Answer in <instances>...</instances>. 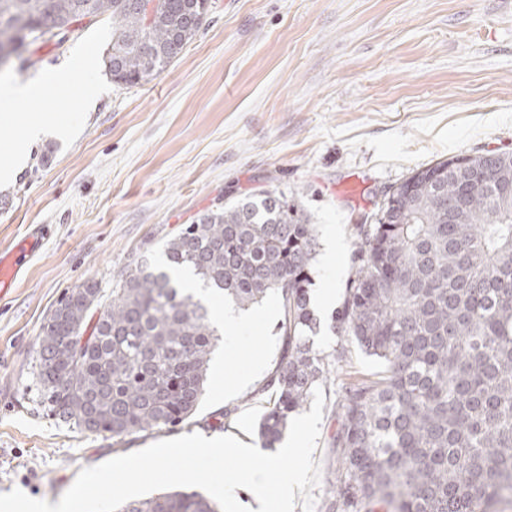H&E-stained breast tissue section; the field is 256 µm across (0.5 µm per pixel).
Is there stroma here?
I'll return each mask as SVG.
<instances>
[{
	"label": "stroma",
	"mask_w": 512,
	"mask_h": 512,
	"mask_svg": "<svg viewBox=\"0 0 512 512\" xmlns=\"http://www.w3.org/2000/svg\"><path fill=\"white\" fill-rule=\"evenodd\" d=\"M111 33V20H100L5 69L25 81L79 64L94 96L83 101L75 85L17 104V116L49 132L24 162L0 149V168L13 172L0 183V251L30 225L51 227L0 298V501L117 512L177 484L234 512L217 482L224 463L167 442L227 434L256 442L267 381L228 395L221 372L247 357L274 372L283 343L277 297L265 300L271 317L239 351L215 352L188 420L118 444L41 406L32 367L44 323L68 289L88 280L109 287L143 258L160 263L163 244L198 214L262 188L295 198L318 231L335 226L344 250L335 270L316 263L313 279L345 288L356 270L355 227L374 223L392 187L440 159L512 152V0H211L196 38L157 78L134 86L106 72ZM313 342L328 355L346 348L336 377L382 369L328 325ZM338 401L337 385L317 388L300 414L310 423L305 448L264 451L280 467L304 469L295 512H326ZM119 461L138 462L141 479L116 472Z\"/></svg>",
	"instance_id": "stroma-1"
}]
</instances>
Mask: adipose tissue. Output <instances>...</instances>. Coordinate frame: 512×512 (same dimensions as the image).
Masks as SVG:
<instances>
[{
  "label": "adipose tissue",
  "instance_id": "adipose-tissue-1",
  "mask_svg": "<svg viewBox=\"0 0 512 512\" xmlns=\"http://www.w3.org/2000/svg\"><path fill=\"white\" fill-rule=\"evenodd\" d=\"M78 77V70L67 66L26 81L6 82L0 84V99L9 102L40 101L52 89L73 85ZM208 305L215 318L224 324L226 348L239 347L242 339L249 335L258 317L257 312L235 310L220 303L215 296L209 298ZM206 448L213 459L237 461V468L225 471L224 484L245 494V512H291L302 484V473L280 469L267 461L257 462L255 450L243 446L234 437L211 440Z\"/></svg>",
  "mask_w": 512,
  "mask_h": 512
}]
</instances>
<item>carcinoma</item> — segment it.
<instances>
[{"mask_svg":"<svg viewBox=\"0 0 512 512\" xmlns=\"http://www.w3.org/2000/svg\"><path fill=\"white\" fill-rule=\"evenodd\" d=\"M209 0H0V56L61 44L71 28L112 19L105 65L137 85L197 35ZM63 30L55 37L53 30ZM357 225L358 266L340 311L343 335L384 366L341 383L328 512L512 509V152L488 177L453 170ZM316 225L278 189L197 215L164 262L129 264L105 290L83 282L43 325L33 375L53 416L113 440L182 424L205 391L219 329L193 291L249 309L276 295L284 342L257 433L273 448L330 380L309 343ZM119 512H220L196 491L162 492Z\"/></svg>","mask_w":512,"mask_h":512,"instance_id":"carcinoma-1","label":"carcinoma"}]
</instances>
